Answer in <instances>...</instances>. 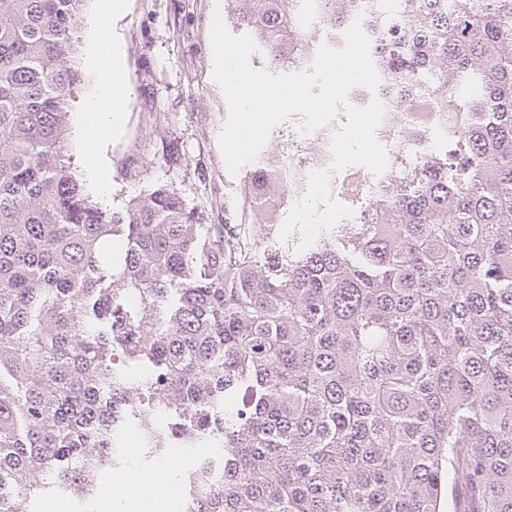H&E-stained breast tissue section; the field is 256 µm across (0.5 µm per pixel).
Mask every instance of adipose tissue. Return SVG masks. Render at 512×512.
I'll return each instance as SVG.
<instances>
[{
	"label": "adipose tissue",
	"mask_w": 512,
	"mask_h": 512,
	"mask_svg": "<svg viewBox=\"0 0 512 512\" xmlns=\"http://www.w3.org/2000/svg\"><path fill=\"white\" fill-rule=\"evenodd\" d=\"M90 25L97 42L90 58L99 75L94 94L79 103L85 134V173L100 195H107L99 154L100 141L112 130V125L127 98L126 76L120 56L112 43V20L124 9L126 0H95Z\"/></svg>",
	"instance_id": "adipose-tissue-1"
}]
</instances>
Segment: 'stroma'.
I'll list each match as a JSON object with an SVG mask.
<instances>
[{
	"label": "stroma",
	"instance_id": "obj_1",
	"mask_svg": "<svg viewBox=\"0 0 512 512\" xmlns=\"http://www.w3.org/2000/svg\"><path fill=\"white\" fill-rule=\"evenodd\" d=\"M224 0H127L114 31L131 92L119 126L103 141L107 209L171 184L206 224L224 221L230 174L219 135L228 104L213 79L211 25Z\"/></svg>",
	"mask_w": 512,
	"mask_h": 512
}]
</instances>
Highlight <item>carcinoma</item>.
Returning <instances> with one entry per match:
<instances>
[{"label":"carcinoma","mask_w":512,"mask_h":512,"mask_svg":"<svg viewBox=\"0 0 512 512\" xmlns=\"http://www.w3.org/2000/svg\"><path fill=\"white\" fill-rule=\"evenodd\" d=\"M83 2L0 0V512L95 500L147 411L168 421L143 459L211 449L180 512H449L459 489L456 512H512V0H224L273 75L360 22L376 92L447 117L302 251L285 158L222 224L173 185L89 200L67 158Z\"/></svg>","instance_id":"cac0c4a2"}]
</instances>
